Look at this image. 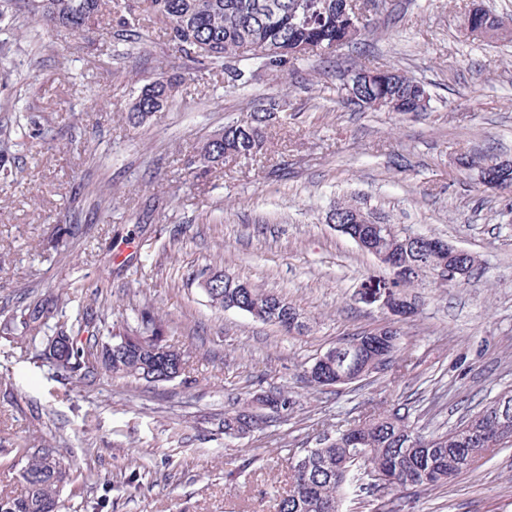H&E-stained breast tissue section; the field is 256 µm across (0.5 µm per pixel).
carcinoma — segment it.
I'll return each mask as SVG.
<instances>
[{"mask_svg": "<svg viewBox=\"0 0 512 512\" xmlns=\"http://www.w3.org/2000/svg\"><path fill=\"white\" fill-rule=\"evenodd\" d=\"M111 0H30L34 15L80 32L98 23ZM351 0H137L129 16L119 21L130 36L160 26L168 44L198 63L221 65L233 82L246 70L281 72L311 54L332 55L350 44L345 39V18L354 16ZM495 14L480 8L464 14L463 26L477 29L491 23ZM386 82L350 85L348 102L364 109L414 112L426 89L395 69L385 70ZM177 79L145 85L134 99L130 119L142 124L172 104ZM276 101L259 112L233 121L211 135L190 164L218 170L228 159L249 158L264 146V130L280 118ZM387 245L416 263L419 274L434 272L443 264H475L471 254L452 256L432 250L417 238L390 226ZM210 302L220 309H237L292 334L305 329L302 314L287 299L258 291L246 280L215 271L199 281ZM70 298L51 293L32 307L19 305L0 322L7 335L15 324L23 328L21 341L37 357L52 359L47 346L55 335H67V363H51L68 377L85 380L99 372L109 376L163 381L169 369H182L177 349L167 345L164 327L145 314L141 326L90 332L89 322L78 313L66 318ZM400 351V331L380 328L363 332L329 348L306 371L316 387L348 385L373 374L370 366L379 357ZM259 424L258 407L247 403L224 413V437L241 438ZM512 439V390L505 391L479 410L462 418L454 428L425 435L406 423L397 411L370 416L335 433H322L312 448L285 459L288 491L276 500V512H344L346 500L363 490L364 469L372 467L379 478L369 490L397 496L408 490L442 486L507 447ZM20 476L25 489L0 493V512H53L60 493L70 480L51 449L42 442L23 449Z\"/></svg>", "mask_w": 512, "mask_h": 512, "instance_id": "cac0c4a2", "label": "carcinoma"}]
</instances>
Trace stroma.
Listing matches in <instances>:
<instances>
[{
	"label": "stroma",
	"instance_id": "35a3bbf8",
	"mask_svg": "<svg viewBox=\"0 0 512 512\" xmlns=\"http://www.w3.org/2000/svg\"><path fill=\"white\" fill-rule=\"evenodd\" d=\"M470 0H378L358 44L235 87L222 68L132 41L113 16L78 35L0 0V313L66 288L69 314L137 326L151 310L187 353L169 382L61 378L0 338V442L45 439L73 480L60 512H273L288 454L318 432L393 408L444 432L512 389L511 194L484 191L465 155L512 159V41L461 32ZM394 67L425 84L424 112L364 110L338 87L348 71ZM179 75L169 109L129 121L147 83ZM286 99L256 157L197 175L185 161L228 122ZM108 208H100L99 200ZM341 202L412 235L471 252L469 283L427 275L399 323L410 366L359 384L312 387L305 372L341 338L392 320L363 291L389 269L336 231ZM79 225L67 235L62 226ZM222 270L288 299L307 328L288 335L198 286ZM282 391L244 439L225 412ZM402 512H512V447L448 485L404 495Z\"/></svg>",
	"mask_w": 512,
	"mask_h": 512
}]
</instances>
